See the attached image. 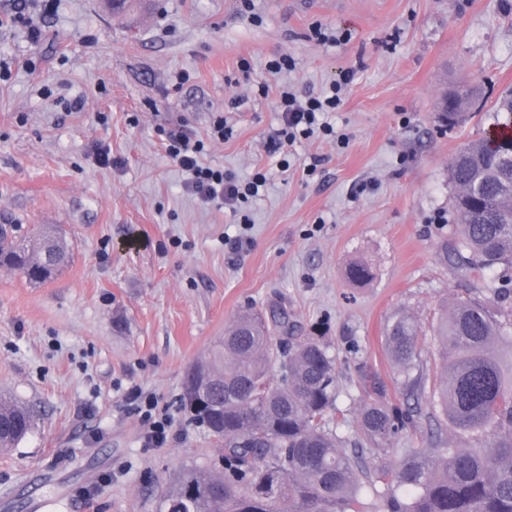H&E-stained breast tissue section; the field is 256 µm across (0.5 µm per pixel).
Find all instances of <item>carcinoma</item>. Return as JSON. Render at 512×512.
Instances as JSON below:
<instances>
[{"label":"carcinoma","mask_w":512,"mask_h":512,"mask_svg":"<svg viewBox=\"0 0 512 512\" xmlns=\"http://www.w3.org/2000/svg\"><path fill=\"white\" fill-rule=\"evenodd\" d=\"M456 113L473 88L450 91ZM494 125L512 129V90L492 107ZM448 180L469 195L453 197L456 223L446 258L455 275L479 277L487 297H459L431 326L442 373L417 353L422 324L398 313L387 328L400 394L431 409V447L416 448L415 409L394 403L383 386L363 402L357 431L373 469L342 448L335 426L336 357L318 339H297L282 308L245 311L224 338L190 368L184 389L207 382L206 406L183 395L192 420L224 448V472L188 469L163 498L171 512H512V135L486 136L452 159ZM72 259L60 233L0 225V269L44 283ZM0 452L32 432L36 415L0 393ZM395 439L405 447L393 448Z\"/></svg>","instance_id":"1"}]
</instances>
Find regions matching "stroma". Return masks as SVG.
I'll return each instance as SVG.
<instances>
[{
	"instance_id": "obj_1",
	"label": "stroma",
	"mask_w": 512,
	"mask_h": 512,
	"mask_svg": "<svg viewBox=\"0 0 512 512\" xmlns=\"http://www.w3.org/2000/svg\"><path fill=\"white\" fill-rule=\"evenodd\" d=\"M10 13L0 0V224L56 225L73 260L42 284L0 269V389L37 414L0 455V512H159L186 468L221 465L180 397L189 367L249 308H284L299 335L329 344L338 433L354 453L373 384L406 402L389 320L427 323L446 299L484 294L442 249L448 164L488 135L512 89V0H253L249 12L241 0H129L118 13L111 0H54L29 25ZM283 54L294 68L269 73ZM340 81L331 122L346 144L315 136L289 147L287 167L272 163L281 92ZM461 85L481 96L450 129L437 104ZM217 115L233 134L212 142ZM180 126L206 140L205 163L267 170L266 189L201 203L162 147V130ZM239 231L234 253L224 238ZM355 261L371 281L347 278ZM133 387L171 417L164 446H146Z\"/></svg>"
}]
</instances>
